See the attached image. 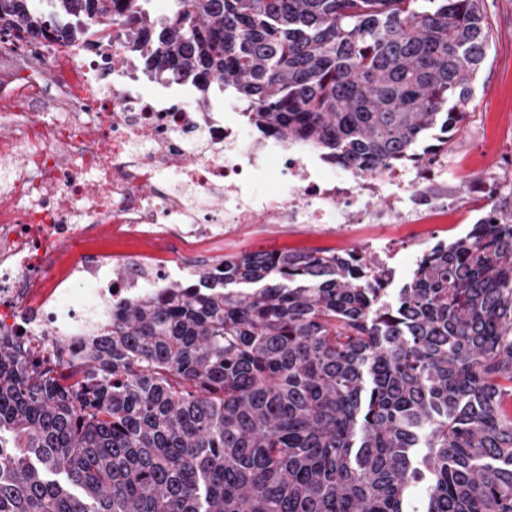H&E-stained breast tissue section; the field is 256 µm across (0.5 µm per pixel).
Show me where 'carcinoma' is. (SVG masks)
Here are the masks:
<instances>
[{"label":"carcinoma","instance_id":"carcinoma-1","mask_svg":"<svg viewBox=\"0 0 512 512\" xmlns=\"http://www.w3.org/2000/svg\"><path fill=\"white\" fill-rule=\"evenodd\" d=\"M126 2L0 0V31L87 47ZM175 5L131 18L152 75L371 170L459 130L489 46L481 0ZM490 213L393 297L360 251L241 252L112 308L69 376L0 344V512H512V211Z\"/></svg>","mask_w":512,"mask_h":512}]
</instances>
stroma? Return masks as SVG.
Segmentation results:
<instances>
[{"instance_id":"1","label":"stroma","mask_w":512,"mask_h":512,"mask_svg":"<svg viewBox=\"0 0 512 512\" xmlns=\"http://www.w3.org/2000/svg\"><path fill=\"white\" fill-rule=\"evenodd\" d=\"M490 30L487 57L473 83L466 118L449 140L448 175L424 184L428 202L409 206L399 224H289L268 215L262 224H228L223 237L206 241L133 240L103 228L94 241L60 242L67 259L109 260L129 252L158 257L193 271L241 252L324 249L343 255L361 250L380 260L402 287L423 252L465 235L492 203L512 208V0H484ZM493 192H482L486 181Z\"/></svg>"}]
</instances>
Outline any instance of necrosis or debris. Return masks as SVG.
I'll use <instances>...</instances> for the list:
<instances>
[{"mask_svg": "<svg viewBox=\"0 0 512 512\" xmlns=\"http://www.w3.org/2000/svg\"><path fill=\"white\" fill-rule=\"evenodd\" d=\"M131 33L118 15L89 49L0 34V55L18 64L0 90L58 106L50 114L0 113L10 128L0 139V335L39 371L77 369L109 302L157 293L176 276L166 265L127 258L63 271L58 241L90 239L109 224L141 238H213L225 225L257 224L269 213L290 224H359L376 218L383 185L391 189V222L421 185L448 171L435 148L368 171L336 166L306 141L256 134L237 105H203L187 84L148 81L125 51ZM90 126L96 137L86 135ZM274 158L285 181L277 193L254 194L252 174Z\"/></svg>", "mask_w": 512, "mask_h": 512, "instance_id": "4bbe7bcc", "label": "necrosis or debris"}]
</instances>
